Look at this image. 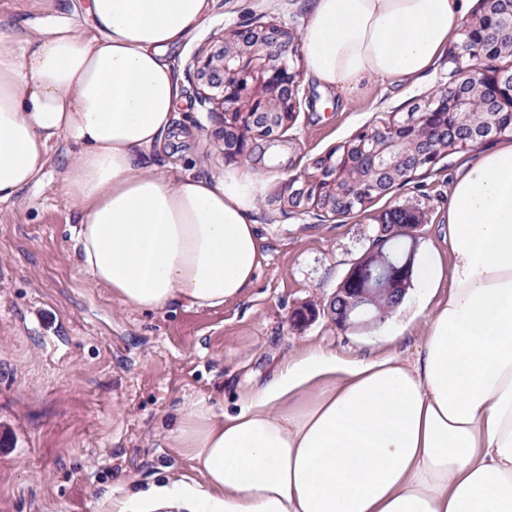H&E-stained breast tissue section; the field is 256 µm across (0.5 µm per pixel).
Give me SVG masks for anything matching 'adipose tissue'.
<instances>
[{"mask_svg":"<svg viewBox=\"0 0 512 512\" xmlns=\"http://www.w3.org/2000/svg\"><path fill=\"white\" fill-rule=\"evenodd\" d=\"M306 67L322 90L418 82L470 0H308ZM209 0H89L93 35L62 18L0 26V203L37 181L57 140L78 152L62 187L77 212L80 272L127 306L214 308L260 265L254 212L266 180L211 177L149 158L180 85L167 55ZM437 301L415 356L308 350L230 411L197 404L172 431L202 475L113 512H512V140L450 190Z\"/></svg>","mask_w":512,"mask_h":512,"instance_id":"adipose-tissue-1","label":"adipose tissue"}]
</instances>
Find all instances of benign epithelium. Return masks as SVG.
<instances>
[{"label": "benign epithelium", "mask_w": 512, "mask_h": 512, "mask_svg": "<svg viewBox=\"0 0 512 512\" xmlns=\"http://www.w3.org/2000/svg\"><path fill=\"white\" fill-rule=\"evenodd\" d=\"M299 36L277 25L252 24L224 37L216 50L199 53L191 66L199 104L221 109L224 140L242 142L249 135L273 137L287 128L298 108L300 69L296 66ZM512 51V0H483L479 13L462 28L454 46L459 67L451 81L419 111L402 121L388 120L360 132L343 147L315 163L316 175L291 193L294 203L323 200V209L345 214L359 196L386 194L417 167L431 163L442 150L466 148L491 135L512 132V74L496 67ZM402 267L353 264L329 304L327 313L341 330L376 326L389 309V294L401 296ZM357 286H347L352 276Z\"/></svg>", "instance_id": "benign-epithelium-1"}]
</instances>
